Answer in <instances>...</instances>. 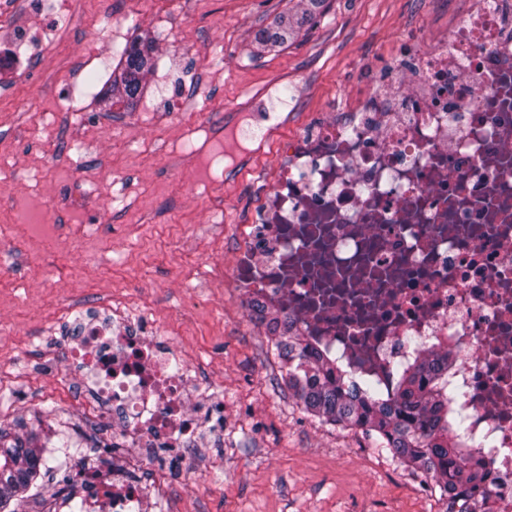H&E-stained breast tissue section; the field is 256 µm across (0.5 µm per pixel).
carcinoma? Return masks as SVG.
Masks as SVG:
<instances>
[{"label": "carcinoma", "instance_id": "carcinoma-1", "mask_svg": "<svg viewBox=\"0 0 512 512\" xmlns=\"http://www.w3.org/2000/svg\"><path fill=\"white\" fill-rule=\"evenodd\" d=\"M326 0H298L297 9L278 17L255 37L262 46H279L298 36ZM157 37L144 31L120 52V68L100 102L113 112L131 109L151 73ZM270 337L287 366L288 391L307 414L323 423L360 428L375 436L401 463L422 473L446 502L444 512H497L492 475L485 456L458 414V393L448 380L456 365L453 352L432 351L420 362L398 370L397 394L387 397L372 383L355 379L339 362L322 357L288 322ZM23 438L0 425V512L21 497L40 476L42 457Z\"/></svg>", "mask_w": 512, "mask_h": 512}]
</instances>
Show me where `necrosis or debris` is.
Returning <instances> with one entry per match:
<instances>
[{"mask_svg":"<svg viewBox=\"0 0 512 512\" xmlns=\"http://www.w3.org/2000/svg\"><path fill=\"white\" fill-rule=\"evenodd\" d=\"M412 56L288 138L268 142L280 117L260 100L225 130V171L269 144L279 164L232 228L224 282L389 392L400 365L456 352V406L491 441L497 512H512V0H469ZM65 313L73 377L36 399L67 398L114 445L68 493L87 512H155L186 449L221 431L210 378L134 299L107 291Z\"/></svg>","mask_w":512,"mask_h":512,"instance_id":"necrosis-or-debris-1","label":"necrosis or debris"}]
</instances>
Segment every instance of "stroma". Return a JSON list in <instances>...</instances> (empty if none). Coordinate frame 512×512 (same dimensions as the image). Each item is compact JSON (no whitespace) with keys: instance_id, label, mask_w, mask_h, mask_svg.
<instances>
[{"instance_id":"1","label":"stroma","mask_w":512,"mask_h":512,"mask_svg":"<svg viewBox=\"0 0 512 512\" xmlns=\"http://www.w3.org/2000/svg\"><path fill=\"white\" fill-rule=\"evenodd\" d=\"M289 0H84L69 25L53 0L21 5L12 18L27 44L53 28L65 41L37 66L0 64V353L19 369L29 337L57 318L67 297L93 305L101 290L143 302L158 334L184 362L206 368L224 412V439L202 466L168 487L161 512H441L420 473L356 428L326 425L289 395L284 370L261 321L208 271L224 265V236L243 223L275 153L230 172L222 191L225 127L268 87L279 91L282 131L344 109L366 77L385 82L415 38L430 43L454 24L441 0H328L325 12L282 47L256 33L287 12ZM123 16L113 31V15ZM164 36L145 90L128 112L105 111L97 87L73 82V61L109 79L119 51L142 31ZM193 87V104L168 88ZM55 376L20 385L10 426L33 435L47 466L64 476L71 455L111 446L105 429H84L66 446L50 401L31 390L67 374L58 343Z\"/></svg>"}]
</instances>
